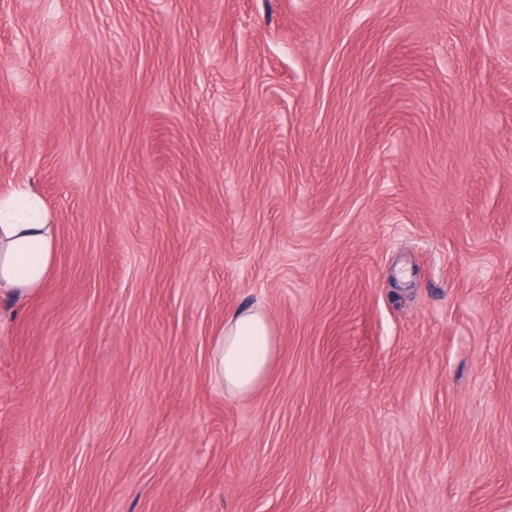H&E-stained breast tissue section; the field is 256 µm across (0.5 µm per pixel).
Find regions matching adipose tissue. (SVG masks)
Returning <instances> with one entry per match:
<instances>
[{"mask_svg":"<svg viewBox=\"0 0 512 512\" xmlns=\"http://www.w3.org/2000/svg\"><path fill=\"white\" fill-rule=\"evenodd\" d=\"M55 261L54 227L36 194L20 190L0 201V292L21 301L47 281ZM276 339L266 313L239 310L215 341L212 373L234 395H250L266 377Z\"/></svg>","mask_w":512,"mask_h":512,"instance_id":"obj_1","label":"adipose tissue"}]
</instances>
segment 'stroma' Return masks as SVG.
I'll list each match as a JSON object with an SVG mask.
<instances>
[{
  "instance_id": "1",
  "label": "stroma",
  "mask_w": 512,
  "mask_h": 512,
  "mask_svg": "<svg viewBox=\"0 0 512 512\" xmlns=\"http://www.w3.org/2000/svg\"><path fill=\"white\" fill-rule=\"evenodd\" d=\"M19 187L0 512H512V0H0ZM54 261V224L36 194L23 189L1 200L0 294L23 301L44 285ZM276 339L260 308L238 310L225 321L215 341L212 373L234 395H250L266 377Z\"/></svg>"
}]
</instances>
